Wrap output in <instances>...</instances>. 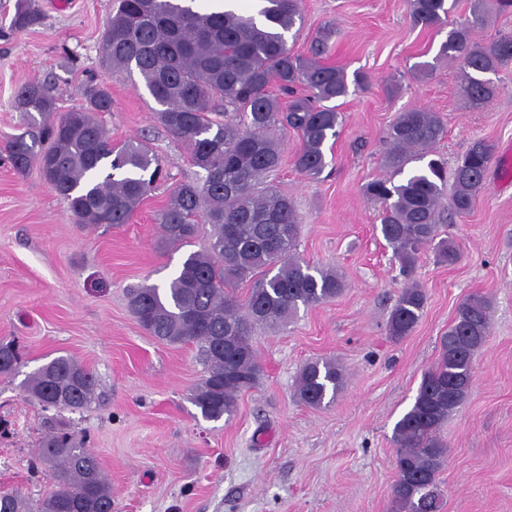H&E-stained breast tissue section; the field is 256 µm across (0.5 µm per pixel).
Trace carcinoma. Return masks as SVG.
I'll list each match as a JSON object with an SVG mask.
<instances>
[{
  "mask_svg": "<svg viewBox=\"0 0 512 512\" xmlns=\"http://www.w3.org/2000/svg\"><path fill=\"white\" fill-rule=\"evenodd\" d=\"M257 16L234 10L199 9L183 0H114L102 38V58L112 74L136 71L154 101L157 121L190 150L194 180L176 184L158 214L170 247L187 246L210 226L206 243L189 253L166 284L127 289L129 306L150 335L198 349L204 375L191 402L202 417L230 420L238 398L258 384L262 367L252 336L258 326L276 330L311 308L336 298L345 287L335 269L312 264L297 254L301 218L293 201L270 177L282 163V138L300 139L293 164L315 178L326 167L325 147L337 135L342 115L328 102L348 95L346 73L320 58L329 51L326 29L302 56L288 47V35L302 22L300 0H264ZM505 0H474L470 17L448 29L439 60L464 67L459 94L474 106L492 99L497 87L483 75L512 63V34L482 43L473 32L494 6ZM410 17L424 27L447 22V0H409ZM30 0H17L9 37L35 24ZM306 94L295 95L298 86ZM291 96L282 106L272 87ZM85 102L56 111L48 88L25 84L12 107L28 131L6 142L13 167H32L68 203L77 224L117 226L132 221L136 209L166 177L161 157L146 143H112L98 115L112 111L106 82L87 88ZM445 128L432 112L413 108L396 114L387 130L385 163L394 174L423 160ZM495 147L473 141L453 169L431 159L399 183L375 180L367 195L380 208V232L402 274L410 279L389 318L394 339L417 326L427 296L411 281L422 252L432 246L448 265L460 250L439 237V207L465 216L475 207ZM250 283L245 300L238 283ZM490 302L473 293L457 306L441 354L424 373L415 401L394 427L396 478L391 486L395 512H441L438 472L448 455L441 428L465 401L472 360L490 329ZM21 363L18 345L0 343V376ZM344 373L333 360L306 363L296 385L298 401L323 406L336 397ZM93 370L70 356H58L30 374L26 392L41 406L64 403L81 410L95 400ZM52 468L55 490L36 500L0 490V512H112V485L97 455L64 428L50 431L37 453Z\"/></svg>",
  "mask_w": 512,
  "mask_h": 512,
  "instance_id": "carcinoma-1",
  "label": "carcinoma"
}]
</instances>
